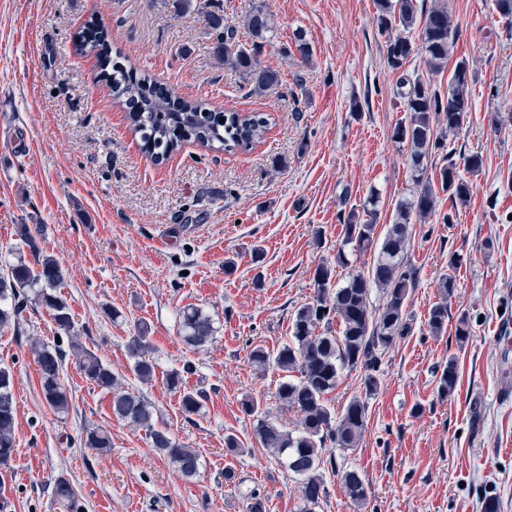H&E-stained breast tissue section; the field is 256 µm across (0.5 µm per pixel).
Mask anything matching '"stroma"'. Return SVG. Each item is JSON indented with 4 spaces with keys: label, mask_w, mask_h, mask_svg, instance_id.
<instances>
[{
    "label": "stroma",
    "mask_w": 512,
    "mask_h": 512,
    "mask_svg": "<svg viewBox=\"0 0 512 512\" xmlns=\"http://www.w3.org/2000/svg\"><path fill=\"white\" fill-rule=\"evenodd\" d=\"M259 3L274 23L259 60L281 78L256 96L242 74L219 63L208 15H223L245 43V17ZM435 4L456 28L449 64L437 73L415 31L402 71L388 68L375 0H210L186 13L175 0H0V265L31 260L20 227L41 225L36 242L64 271L61 293L79 342L200 455L197 475L183 477L145 431L113 416L109 396L70 361L62 373L69 411H52L31 343L53 340L56 329L31 305L0 328V367L14 374L17 408L16 452L0 467V512H62L50 496L60 475L82 512H247L253 489L266 512H300L297 478L263 447L241 404L257 398L289 430L300 416L275 396L278 371L259 370L249 354L288 341L319 266L331 267L339 285L372 266L376 249L348 253L344 265L336 253L349 213L374 220L383 238L398 203L416 190L407 148L392 137L410 117L399 78L422 76L444 96L460 59L469 67V112L429 155L436 209L411 226L412 331L385 351L373 396L359 368L326 395L337 413L367 398L368 416L358 447L335 451L338 468L325 470L328 496L315 512H481L487 494L512 512V18L498 14L495 0H416L421 11ZM93 20L127 65L174 97L265 116L263 140L246 152L188 142L153 162L100 80L98 59L77 46ZM299 37L309 57L297 51ZM471 155L482 158L474 173L463 164ZM449 158L472 185L469 202L457 207L440 189ZM452 252L457 288L448 328L436 337L427 319ZM188 305L214 321L205 349L180 337ZM462 315L470 336L461 345ZM143 327L156 363L146 383L127 352ZM451 361L457 385L443 398L438 379ZM187 362V387L203 393L190 417L166 384ZM95 426L112 437L107 453L83 445L85 428ZM228 435L238 452L225 447ZM228 469L234 481H225ZM347 469L366 484L364 510L343 487Z\"/></svg>",
    "instance_id": "obj_1"
}]
</instances>
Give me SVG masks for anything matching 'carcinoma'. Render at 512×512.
Segmentation results:
<instances>
[{"label": "carcinoma", "instance_id": "cac0c4a2", "mask_svg": "<svg viewBox=\"0 0 512 512\" xmlns=\"http://www.w3.org/2000/svg\"><path fill=\"white\" fill-rule=\"evenodd\" d=\"M377 26L387 39V65L400 70L412 51L409 37L404 32L416 23L414 0H377ZM420 38L428 66L441 69L448 62L450 48L455 40L447 8L434 5L422 15ZM209 23L217 32L221 48L219 60L224 65L248 76L253 92L261 94L280 80L275 70L260 67L258 55L264 48L265 33L272 31L271 15L257 6L245 18V27L252 37L251 47L238 43V29L224 25V19L209 16ZM402 32L393 34V31ZM112 97L126 108L130 128L140 134L145 151L156 161L177 151L184 143L193 141L202 146L219 144L227 149L247 150L262 140L267 132L266 120L257 115H243L237 111L224 113V124H219L199 102L183 101L177 111L172 110L167 93L157 81L147 77L141 82L126 75L108 82ZM398 95L403 98L410 121L393 131V138L408 148L409 167L417 192L409 201L397 205L393 224L386 230L376 260L367 272L359 271L349 277L345 285L332 284V270L326 265L317 268L314 276L315 295L312 301L300 307L293 320L292 336L276 352L261 346L250 352L251 363L265 370L281 373L276 390L277 399L301 414L299 428L283 429L264 416L257 420L255 432L263 447L271 450L278 463L301 481L300 491L304 506L302 512L326 499L328 491L321 469L325 465L336 468L334 457L324 459L323 451L332 445L339 450L352 451L358 447L367 426V403L355 398L341 415L332 414L324 396L333 391L344 371L364 368L365 395L377 391V373L385 351L397 339L412 331L407 311L409 294L417 284L416 270L407 262L411 218L427 219L435 210L436 197L427 174L426 157L431 148L441 146L446 134L462 126L470 104V84L466 60L456 62L448 80V95L441 98L425 88L422 79L403 78ZM442 190L448 192L453 204L464 205L471 195L470 184L459 177L453 161L440 169ZM376 225L359 222L356 215L348 216L344 224L343 242L359 251L373 247ZM20 240L35 256V266L19 261L9 266L7 274L0 275V327L16 321L27 304L44 309L56 329L72 335L74 317L60 293L64 271L51 256H40L34 231L27 224L20 226ZM458 257H448V274L439 283L441 300L434 305L428 317L429 332L441 335L448 325V301L456 289L454 270ZM383 293L384 303L378 310L371 308L372 289ZM338 322L340 335L332 334V323ZM180 332L183 341L200 350L214 339L212 317L197 307H187L180 314ZM146 330L132 337L128 344L131 370L142 382L153 380L155 363L148 355ZM33 352L39 372L40 386L47 405L57 414L69 410V397L60 379L65 359L73 357L78 370L90 381L111 395L112 414L119 420L146 432L153 447L180 471L192 478L200 466L199 454L193 448L179 443L171 434L157 426L152 404L141 394L120 388L118 377L94 352L72 340L69 349L58 343L51 345L37 341ZM192 365L167 374V386L180 393L184 414L198 412L202 392L186 387L183 374L190 373ZM456 385V366L448 360L439 377L438 389L444 397ZM13 374L0 368V466L10 462L14 448L16 402ZM84 446L97 453L112 448L111 435L99 427L85 429ZM342 482L350 499L365 504L368 492L364 480L355 470H345ZM53 499L66 512H79L76 492L62 476L55 479Z\"/></svg>", "mask_w": 512, "mask_h": 512}]
</instances>
